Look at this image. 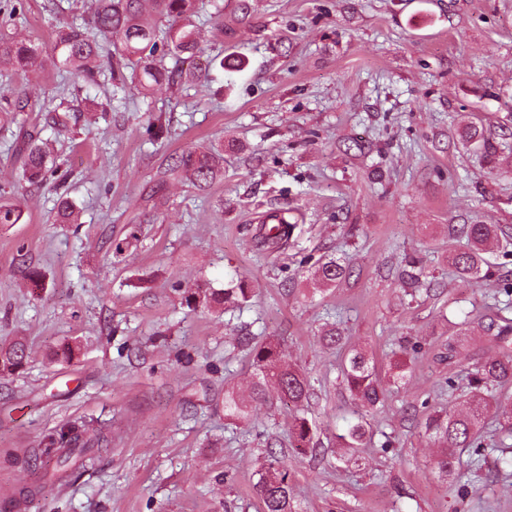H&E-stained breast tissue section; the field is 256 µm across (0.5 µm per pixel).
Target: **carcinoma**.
Segmentation results:
<instances>
[{
    "mask_svg": "<svg viewBox=\"0 0 512 512\" xmlns=\"http://www.w3.org/2000/svg\"><path fill=\"white\" fill-rule=\"evenodd\" d=\"M24 0H0V15L11 21L23 14ZM90 18L82 23L73 22L58 31L57 48L61 52L60 64L81 85H96L102 71L109 72L113 86L126 89L127 79L136 83L143 95H148L156 86L182 87L189 83L198 91L209 89L208 79L203 77L202 68L193 67L188 72L170 69L163 63L167 55L187 56L190 61L203 54L198 28L193 22L195 0H88ZM165 19L167 24L159 26L157 20ZM42 50L36 42L18 39L0 33V76H18L38 66ZM28 101L18 98L10 105L12 119L22 132L18 150L22 154V179L40 186L47 176L56 174L58 167L52 157L48 141L25 130ZM147 132L160 139L167 132L163 112L149 113ZM461 139L489 155L494 146L483 129L473 124L461 133ZM218 150L202 151L189 146L171 158L163 176L186 178L201 189L209 187L223 174ZM65 180L56 186L58 197L55 206V221L58 224H75L79 211L75 203L62 191ZM23 218L22 210L8 201L0 203V224H18ZM297 220L292 211L280 207L265 214V221L256 228L257 246L269 254L282 253L288 249ZM462 232L468 239L467 249L448 256V265L462 279L479 282L482 278L484 254L501 242V228L498 224H466ZM406 265L411 270H402L401 279L416 295L421 286L419 274L412 272L416 261L409 259ZM348 268L336 258L322 260L317 275L327 285H336L346 279ZM252 297V289L240 282L234 288L222 292L200 294L184 291L185 303L189 306L204 303L234 304L245 306ZM243 346L249 350L256 381L251 402L239 398L230 390L224 391V413L230 419L245 421L250 417L252 405L266 401L267 388L272 386L283 400L296 407H303L309 399L307 379L295 368L281 362L280 344L268 337L263 341L249 336ZM28 358L26 346L16 342L7 348H0V374H12L24 367ZM347 385L363 408L372 409L383 400V391L378 385L370 359L359 350L353 351L348 365L343 368ZM512 383V354L490 358L473 364L469 375L471 394L460 413L433 412L426 416L425 433L440 446L439 472L446 475L454 472L459 462L460 448L473 449L477 460L503 447L512 430H504L498 441L485 448L479 441V432L493 404L497 403L496 388ZM367 434L363 421L352 425L347 434L340 437L345 448H357ZM292 447L302 453H314L311 447L312 426L308 418L299 413L289 425ZM111 440L102 431L92 435L78 426L61 429L48 441L43 453L31 456V463L44 462V458L55 454L56 468L52 477L64 483L80 464L95 458L96 450L106 448ZM256 491L263 507L262 512H295L294 489L290 472L277 459L269 460L260 471Z\"/></svg>",
    "mask_w": 512,
    "mask_h": 512,
    "instance_id": "carcinoma-1",
    "label": "carcinoma"
}]
</instances>
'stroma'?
Instances as JSON below:
<instances>
[{
	"label": "stroma",
	"mask_w": 512,
	"mask_h": 512,
	"mask_svg": "<svg viewBox=\"0 0 512 512\" xmlns=\"http://www.w3.org/2000/svg\"><path fill=\"white\" fill-rule=\"evenodd\" d=\"M197 6L209 54L226 63L210 71L216 96L163 86L146 100L109 85L71 94L55 40L86 19L84 0H26L6 29L40 43L42 64L0 78V92L29 98V126L72 172L80 222L55 223L51 184L20 181L18 128L0 117V194L23 210L21 223L0 225V345L29 351L23 373L0 377V457L25 456L75 421L110 428L112 444L63 487L0 466V507L37 481L25 512H261L256 471L273 453L292 474L296 512H512V447L479 468L463 449L446 477L423 428L430 410L460 411L473 363L498 355L491 319L512 323V0ZM64 97L110 110L60 132L48 118ZM151 104L169 122L159 140L146 131ZM475 122L498 146L493 163L459 136ZM231 140L223 179L203 191L168 182L156 220L150 193L169 157ZM272 207L298 218L281 254L254 241ZM479 221L509 236L474 284L450 275L447 256ZM133 224L137 241L114 254ZM331 256L350 272L336 286L316 277ZM408 257L429 282L414 297L400 281ZM32 266L42 281L27 279ZM239 280L253 290L243 311L182 301L183 289ZM462 325L465 359L438 361ZM334 327L375 367L384 400L373 410L347 389L346 350L323 340ZM244 336L276 337L306 375L317 455L290 447L294 409L277 396L248 427L225 418V389L246 397L254 380ZM396 355L408 363L398 382ZM360 418L371 435L351 456L336 438Z\"/></svg>",
	"instance_id": "obj_1"
}]
</instances>
